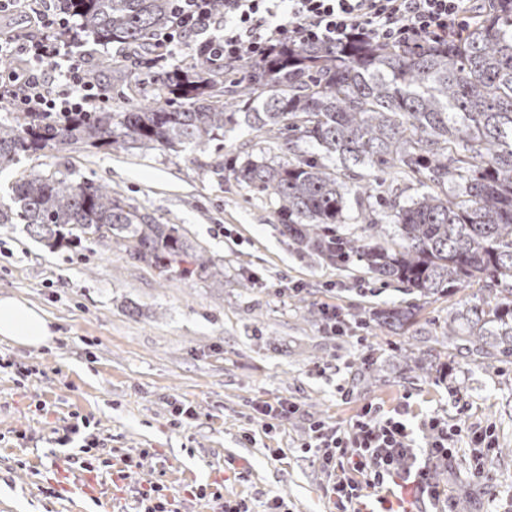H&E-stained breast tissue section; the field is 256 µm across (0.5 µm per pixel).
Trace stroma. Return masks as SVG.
Masks as SVG:
<instances>
[{
	"mask_svg": "<svg viewBox=\"0 0 512 512\" xmlns=\"http://www.w3.org/2000/svg\"><path fill=\"white\" fill-rule=\"evenodd\" d=\"M244 144L258 158L279 154L241 123L204 149L48 147L0 169L5 199L33 172L102 184L159 223L180 225L224 266L216 286L112 254L104 241L52 247L23 225L0 224V295L37 306L56 331L39 349L0 340V512H137L138 490L151 483L179 512H224L229 501L261 512L273 498L284 512H332L326 477L300 447L306 417L343 424L364 405L404 401L414 424L455 418L464 403L468 421L495 426V487L479 492L472 512H512V363L485 371L435 354L424 373L403 356L433 350L450 313L478 302V286L418 303L360 266L301 255L272 197L214 172L239 160ZM413 302L410 326L379 328L376 312ZM325 303L365 324L364 345L325 332L313 316ZM277 399L298 402L305 418L263 428L254 406ZM180 404L193 419L176 422ZM79 423L113 461H143L123 490H113L111 469L86 472L78 449L59 445Z\"/></svg>",
	"mask_w": 512,
	"mask_h": 512,
	"instance_id": "stroma-1",
	"label": "stroma"
}]
</instances>
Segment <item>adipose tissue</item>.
I'll return each mask as SVG.
<instances>
[{
	"instance_id": "adipose-tissue-1",
	"label": "adipose tissue",
	"mask_w": 512,
	"mask_h": 512,
	"mask_svg": "<svg viewBox=\"0 0 512 512\" xmlns=\"http://www.w3.org/2000/svg\"><path fill=\"white\" fill-rule=\"evenodd\" d=\"M55 331L49 317L26 301L0 295V338L14 345L39 348L47 345Z\"/></svg>"
}]
</instances>
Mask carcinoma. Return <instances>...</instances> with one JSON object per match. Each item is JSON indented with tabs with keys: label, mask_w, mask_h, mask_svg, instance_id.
Returning a JSON list of instances; mask_svg holds the SVG:
<instances>
[{
	"label": "carcinoma",
	"mask_w": 512,
	"mask_h": 512,
	"mask_svg": "<svg viewBox=\"0 0 512 512\" xmlns=\"http://www.w3.org/2000/svg\"><path fill=\"white\" fill-rule=\"evenodd\" d=\"M79 22L103 42L139 44L172 21L170 0H73ZM183 78L151 77L124 112L47 119L18 112L0 123V168L47 147L115 145L177 152L204 146L237 123L240 104L272 143L291 153L277 163L247 157L234 178L273 196L283 232L330 264L354 258L383 280L423 298L482 284L480 303L448 317L438 344L489 368L512 358V4L467 34L423 48L350 41L336 48L287 47L244 57L240 81L194 59ZM311 143L336 157L331 166ZM421 175L427 191L403 203L372 197L363 171ZM448 185L452 192L437 189ZM362 224L340 225L350 204ZM21 223L52 246L106 240L112 251L162 272L202 273L221 285L224 267L109 188L67 175L30 174L0 203V224ZM414 308L376 316L404 328Z\"/></svg>",
	"instance_id": "carcinoma-1"
}]
</instances>
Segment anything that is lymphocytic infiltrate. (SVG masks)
I'll return each instance as SVG.
<instances>
[{
	"label": "lymphocytic infiltrate",
	"instance_id": "lymphocytic-infiltrate-1",
	"mask_svg": "<svg viewBox=\"0 0 512 512\" xmlns=\"http://www.w3.org/2000/svg\"><path fill=\"white\" fill-rule=\"evenodd\" d=\"M174 21L151 39L143 68H172L176 53L190 50L208 65L234 73L243 55L261 59L287 46L338 45L351 38L385 45L419 47L462 37L484 11L482 0H224L214 15L211 0H171ZM38 33L0 34V106L11 112L63 114L102 111L107 98L84 50L82 29L66 0H32ZM408 403L386 411L367 404L348 424L309 419L302 442L327 475L336 512H363L375 492L381 512H394L393 486H412L418 501L443 506V490L430 478L434 465L447 463L460 440L475 452L474 477L493 481L491 427L458 418H423L429 441L415 445L407 423Z\"/></svg>",
	"mask_w": 512,
	"mask_h": 512
}]
</instances>
